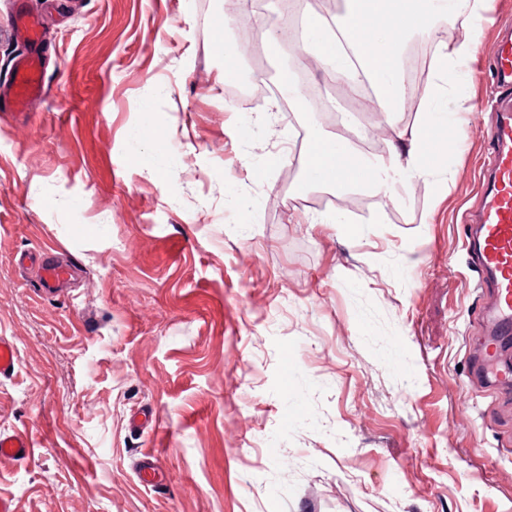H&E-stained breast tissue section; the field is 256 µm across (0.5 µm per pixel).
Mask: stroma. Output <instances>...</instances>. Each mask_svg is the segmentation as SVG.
<instances>
[{"instance_id": "stroma-1", "label": "stroma", "mask_w": 512, "mask_h": 512, "mask_svg": "<svg viewBox=\"0 0 512 512\" xmlns=\"http://www.w3.org/2000/svg\"><path fill=\"white\" fill-rule=\"evenodd\" d=\"M46 92L0 105V460L14 512H512V393L474 377L489 301L465 249L495 115L476 44L452 181L310 203L285 177L325 113L231 97L224 0H24ZM0 0V95L24 47ZM287 49L242 54L280 85ZM343 211L347 222L312 224ZM80 277L44 296L20 252ZM17 364V348L10 338L0 336V379L10 377ZM28 437L19 432H0V456L9 457L14 461L27 460L32 453ZM21 453V456H18Z\"/></svg>"}]
</instances>
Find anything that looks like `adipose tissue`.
<instances>
[{
	"label": "adipose tissue",
	"mask_w": 512,
	"mask_h": 512,
	"mask_svg": "<svg viewBox=\"0 0 512 512\" xmlns=\"http://www.w3.org/2000/svg\"><path fill=\"white\" fill-rule=\"evenodd\" d=\"M486 4L487 0H343V9L333 20L306 18L304 51L325 60L336 74L362 71L376 90L378 107L396 130L386 159L376 162L357 158L345 141L311 137L307 151L316 161L307 173L317 184L339 190L365 186L391 198L400 178L444 172L447 146L436 134L449 127L452 105L463 96L467 76L462 66L473 55L474 43L436 42V80L426 92L429 109L409 129L401 126L402 51L413 34L442 17L476 29Z\"/></svg>",
	"instance_id": "1"
}]
</instances>
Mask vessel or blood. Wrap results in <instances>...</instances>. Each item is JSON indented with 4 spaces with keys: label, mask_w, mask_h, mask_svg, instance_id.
<instances>
[{
    "label": "vessel or blood",
    "mask_w": 512,
    "mask_h": 512,
    "mask_svg": "<svg viewBox=\"0 0 512 512\" xmlns=\"http://www.w3.org/2000/svg\"><path fill=\"white\" fill-rule=\"evenodd\" d=\"M29 51L12 72L14 105L42 97L45 85L38 66L40 47L33 24L25 26ZM492 77L501 89L499 116L491 130L489 164L483 176V190L475 232L468 254L478 274V287L491 300L485 339L478 352L475 368L479 376L494 379L500 385L512 384V369L501 363L504 346L512 344V32L496 41ZM69 264L45 260L40 287L55 291L71 275ZM17 364V349L12 340L0 336V379L10 377ZM32 446L19 432H0V456L29 458Z\"/></svg>",
    "instance_id": "1"
}]
</instances>
